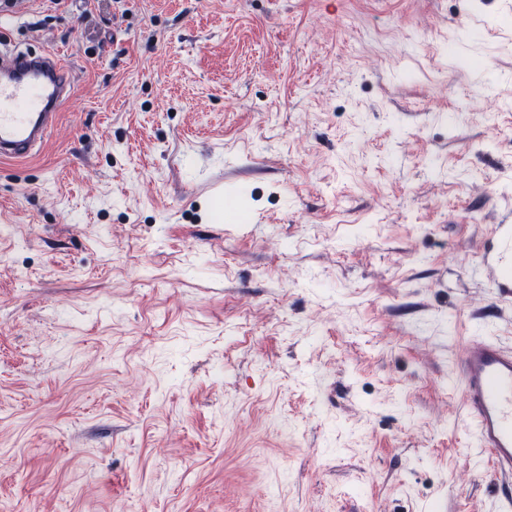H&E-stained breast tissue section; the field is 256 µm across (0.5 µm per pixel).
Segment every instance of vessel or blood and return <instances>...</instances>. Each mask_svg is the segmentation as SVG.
<instances>
[{"label":"vessel or blood","instance_id":"obj_1","mask_svg":"<svg viewBox=\"0 0 512 512\" xmlns=\"http://www.w3.org/2000/svg\"><path fill=\"white\" fill-rule=\"evenodd\" d=\"M9 13L0 10V160L33 155L48 139L73 79L62 58L8 48ZM479 272L497 301L512 308V223L489 225ZM451 381L475 425L477 444L502 485L501 508L512 512V346L494 338L458 340Z\"/></svg>","mask_w":512,"mask_h":512}]
</instances>
